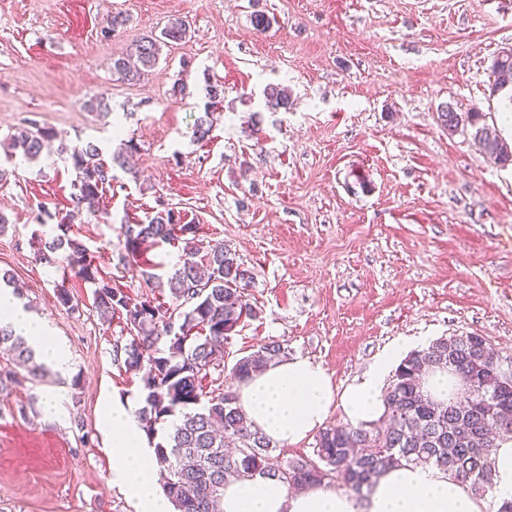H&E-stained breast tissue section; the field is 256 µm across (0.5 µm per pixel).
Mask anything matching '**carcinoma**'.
Listing matches in <instances>:
<instances>
[{
	"instance_id": "cac0c4a2",
	"label": "carcinoma",
	"mask_w": 512,
	"mask_h": 512,
	"mask_svg": "<svg viewBox=\"0 0 512 512\" xmlns=\"http://www.w3.org/2000/svg\"><path fill=\"white\" fill-rule=\"evenodd\" d=\"M187 21L170 19L158 35L143 37L135 59H112V72L136 81L159 61L162 46L186 39ZM204 115L194 123L193 135L205 141L211 132L210 115L224 98V86L211 84ZM268 109L279 112L293 105L288 87L264 89ZM441 126L464 121L484 131L482 114L465 116L447 106L439 113ZM480 139L486 154L512 162V149L500 131ZM56 138L47 128H19L11 135L10 154L37 159ZM70 152L75 170L74 206L54 225V234H36V260L49 265L63 257L66 274L93 287V308L104 320L116 315L126 322L132 339L116 347L126 370L141 374L144 405L139 419L145 433L157 435V425L178 417L173 429L155 445L156 464L163 473V490L174 512H219L224 485L258 472L289 488L321 484L334 477L338 486L365 497L381 471L402 464L435 465L469 484L476 495L494 493L490 455L503 434H512V396L500 392L504 374L512 375V357H505L485 337L461 334L439 337L423 349L408 353L384 390V417L368 428L348 423L329 425L316 437L315 458L282 461L276 445L251 430L237 407V392L224 384V345L237 328L256 316L245 288L253 274L236 253L216 243L203 245L199 225L183 221L180 212L157 204L144 220L121 225L124 249L117 265L137 269L154 282L151 293L138 299L101 275L89 248L73 236L82 222L83 204L112 185V170L123 165L117 155L107 162L98 145L88 142ZM168 244L181 250V264L161 280L148 269L147 250ZM288 357L279 341L235 361L231 379L241 382L252 373ZM446 370L459 387L437 399L423 390L422 370ZM46 367L35 360L26 340L0 323V388L23 385L44 376Z\"/></svg>"
}]
</instances>
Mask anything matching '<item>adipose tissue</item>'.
Segmentation results:
<instances>
[{
	"mask_svg": "<svg viewBox=\"0 0 512 512\" xmlns=\"http://www.w3.org/2000/svg\"><path fill=\"white\" fill-rule=\"evenodd\" d=\"M0 321L37 344L54 373L70 376L66 342L50 334L45 320L18 306L7 288L0 289ZM411 345L407 338L394 341L367 372L342 387L309 358L280 361L240 383L237 405L253 429L280 446L313 436L335 408L352 426L370 427L383 416L386 381ZM103 427L112 453V485L127 494L133 512H169L158 490L154 443L139 425L134 402L108 406ZM483 507L467 483L435 466L388 469L361 503L344 489L324 485L292 494L259 473L226 484L222 499L223 512H483Z\"/></svg>",
	"mask_w": 512,
	"mask_h": 512,
	"instance_id": "ef3b65f1",
	"label": "adipose tissue"
}]
</instances>
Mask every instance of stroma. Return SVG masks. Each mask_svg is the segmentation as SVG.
I'll list each match as a JSON object with an SVG mask.
<instances>
[{"mask_svg": "<svg viewBox=\"0 0 512 512\" xmlns=\"http://www.w3.org/2000/svg\"><path fill=\"white\" fill-rule=\"evenodd\" d=\"M257 10L273 19L266 31ZM118 12L124 26L103 38ZM177 17L186 40L144 78L113 74V58ZM511 46L512 0H0V140L32 124L56 134L34 161L0 150V270L73 366L0 391V512H131L100 425L106 405L140 398L139 375L113 355L130 332L100 319L90 284L34 258L37 207L72 208L67 151L89 141L107 160L133 146L78 233L113 284L148 293L116 255L123 219L160 199L251 270L257 316L225 345V367L271 340L337 385L400 338L475 333L512 355V163L438 120L445 105L477 110L512 143L507 94L489 77ZM210 83L224 100L198 142ZM271 83L291 89L290 111L266 108ZM97 96L109 113L89 110ZM63 282L75 309L56 299ZM58 392L55 417L45 402Z\"/></svg>", "mask_w": 512, "mask_h": 512, "instance_id": "stroma-1", "label": "stroma"}]
</instances>
